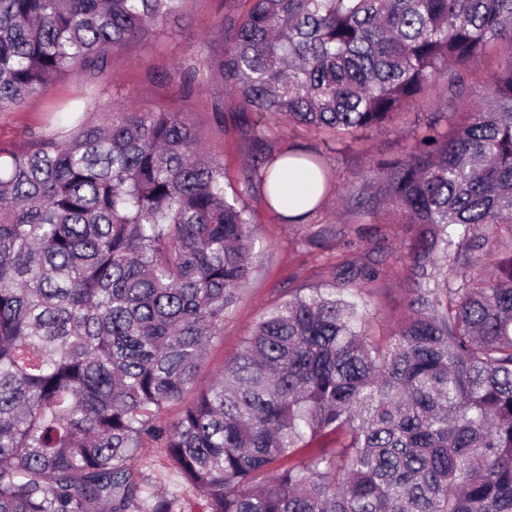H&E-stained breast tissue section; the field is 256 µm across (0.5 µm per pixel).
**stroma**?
Masks as SVG:
<instances>
[{
  "instance_id": "35a3bbf8",
  "label": "stroma",
  "mask_w": 512,
  "mask_h": 512,
  "mask_svg": "<svg viewBox=\"0 0 512 512\" xmlns=\"http://www.w3.org/2000/svg\"><path fill=\"white\" fill-rule=\"evenodd\" d=\"M228 5L229 0H184L164 27L149 29L113 55L97 93L98 103L111 104L117 110L130 104L143 112L182 113L205 148L223 160L226 176L234 185L253 156L264 148L318 155L329 169L330 192L299 223L276 215L260 188L246 196V204L258 219L255 234L260 256L238 302L225 313L223 329L208 346L194 384L198 390L213 383L266 310L286 299L293 289L333 287L339 266L347 262L379 261L383 273L361 288L360 302L375 335H392L407 313L409 282L403 253L415 228L398 210L384 208L365 215L349 207L347 199L377 163L407 155L418 125L427 118L445 115L451 130L461 124L467 108L486 93L494 71L508 60L501 53L467 66L462 98H450L437 86L429 88L389 123L354 136L332 140L293 125L283 132L278 118H264L268 132L259 144L240 128L241 122H255V115L239 116L238 103L224 85L207 79L202 43L212 37L215 23ZM189 67L196 68L198 80L188 92L182 88L179 74ZM76 87V80L70 79L58 83L49 94L32 98L21 111L0 112V143L21 147L47 132L50 106L69 99Z\"/></svg>"
}]
</instances>
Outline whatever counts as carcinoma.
Listing matches in <instances>:
<instances>
[{
	"instance_id": "1",
	"label": "carcinoma",
	"mask_w": 512,
	"mask_h": 512,
	"mask_svg": "<svg viewBox=\"0 0 512 512\" xmlns=\"http://www.w3.org/2000/svg\"><path fill=\"white\" fill-rule=\"evenodd\" d=\"M183 2L0 0V112L74 73L92 97ZM215 32L207 68L239 111L354 132L512 58V0H243ZM49 124L0 145V512H512V63L463 125L425 122L350 195L416 226L393 336L355 300L380 268L351 263L266 311L187 404L253 269L242 198L274 157L230 197L178 112L88 124L68 100ZM147 436L185 488L152 489Z\"/></svg>"
}]
</instances>
